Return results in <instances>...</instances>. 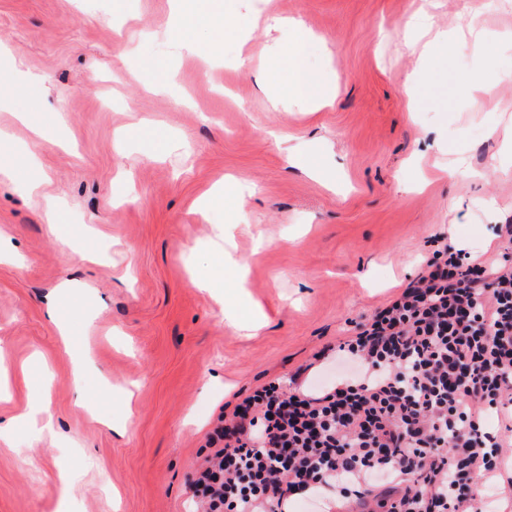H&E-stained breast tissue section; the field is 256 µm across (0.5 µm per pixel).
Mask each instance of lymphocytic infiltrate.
I'll list each match as a JSON object with an SVG mask.
<instances>
[{
  "label": "lymphocytic infiltrate",
  "instance_id": "f902f5d3",
  "mask_svg": "<svg viewBox=\"0 0 512 512\" xmlns=\"http://www.w3.org/2000/svg\"><path fill=\"white\" fill-rule=\"evenodd\" d=\"M487 261L442 244L415 279L317 360L311 387L246 395L208 438L190 489L202 512H282L316 496L330 512H490L512 501V224ZM507 419L503 434L489 417Z\"/></svg>",
  "mask_w": 512,
  "mask_h": 512
}]
</instances>
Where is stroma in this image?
<instances>
[{
	"instance_id": "obj_1",
	"label": "stroma",
	"mask_w": 512,
	"mask_h": 512,
	"mask_svg": "<svg viewBox=\"0 0 512 512\" xmlns=\"http://www.w3.org/2000/svg\"><path fill=\"white\" fill-rule=\"evenodd\" d=\"M425 2L226 0L204 63L170 35L172 0H0V512H53L64 474L69 512H200L189 484L226 405L350 336L435 238L496 255L512 219V0L475 25L472 0H433L448 45L429 62L408 28ZM270 13L313 33L302 66L335 82L331 105L258 85L294 38ZM454 157L467 172L451 180ZM228 177L245 218L203 207ZM220 231L248 262L226 305L194 284ZM228 305L263 327L240 335ZM85 349L82 407L71 354Z\"/></svg>"
}]
</instances>
